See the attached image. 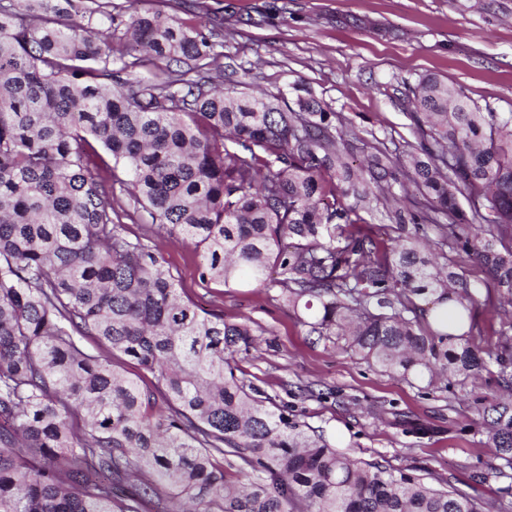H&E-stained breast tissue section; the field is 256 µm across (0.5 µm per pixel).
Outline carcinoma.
Instances as JSON below:
<instances>
[{
    "mask_svg": "<svg viewBox=\"0 0 512 512\" xmlns=\"http://www.w3.org/2000/svg\"><path fill=\"white\" fill-rule=\"evenodd\" d=\"M113 10L0 0V512H143L165 488L169 512H509L353 460L239 378L252 321L182 299L158 253L115 223L98 148L154 232L201 251L202 284L276 289L308 334L389 373L432 383L496 366L511 399L484 414L508 461L512 321L492 344L474 336L479 306L512 308V112L427 75L412 89L416 143L395 160L376 147L356 172L364 141L336 113L224 90L210 38L161 9L125 21L143 49L126 61ZM403 176L423 208L388 211L398 241L376 237L362 213L396 200ZM458 250L497 301L453 270ZM117 353L154 381L118 371Z\"/></svg>",
    "mask_w": 512,
    "mask_h": 512,
    "instance_id": "carcinoma-1",
    "label": "carcinoma"
}]
</instances>
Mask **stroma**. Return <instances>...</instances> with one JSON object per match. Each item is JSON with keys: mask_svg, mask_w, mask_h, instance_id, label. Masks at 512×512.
Masks as SVG:
<instances>
[{"mask_svg": "<svg viewBox=\"0 0 512 512\" xmlns=\"http://www.w3.org/2000/svg\"><path fill=\"white\" fill-rule=\"evenodd\" d=\"M224 85L317 100L374 133L395 154L416 140L411 88L427 74L461 87L485 112H512V0H200ZM128 236L157 249L184 298L225 321H252L239 377L287 407L350 457L426 477L476 503L512 501V462L492 449L485 407L502 391L495 373L404 379L319 340L287 304L252 288L201 285L200 255L152 236L124 192L112 198Z\"/></svg>", "mask_w": 512, "mask_h": 512, "instance_id": "obj_1", "label": "stroma"}]
</instances>
